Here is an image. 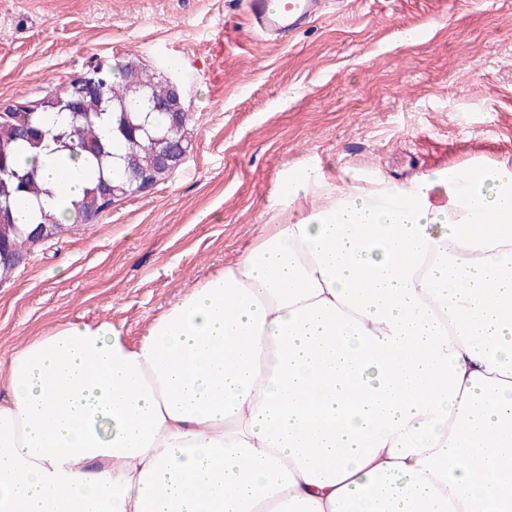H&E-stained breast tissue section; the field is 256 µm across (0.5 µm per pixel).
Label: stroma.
<instances>
[{
    "mask_svg": "<svg viewBox=\"0 0 512 512\" xmlns=\"http://www.w3.org/2000/svg\"><path fill=\"white\" fill-rule=\"evenodd\" d=\"M124 54L180 89L192 149L167 181L30 250L0 284L1 363L76 317L136 343L287 219L289 170L343 188L512 164V0H347L278 44L250 33L244 0H0V106Z\"/></svg>",
    "mask_w": 512,
    "mask_h": 512,
    "instance_id": "obj_1",
    "label": "stroma"
}]
</instances>
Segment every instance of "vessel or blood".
Returning a JSON list of instances; mask_svg holds the SVG:
<instances>
[{"instance_id": "vessel-or-blood-1", "label": "vessel or blood", "mask_w": 512, "mask_h": 512, "mask_svg": "<svg viewBox=\"0 0 512 512\" xmlns=\"http://www.w3.org/2000/svg\"><path fill=\"white\" fill-rule=\"evenodd\" d=\"M335 0H246L249 26L265 41L274 42L326 17Z\"/></svg>"}]
</instances>
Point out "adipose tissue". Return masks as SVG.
I'll return each mask as SVG.
<instances>
[{
	"instance_id": "obj_1",
	"label": "adipose tissue",
	"mask_w": 512,
	"mask_h": 512,
	"mask_svg": "<svg viewBox=\"0 0 512 512\" xmlns=\"http://www.w3.org/2000/svg\"><path fill=\"white\" fill-rule=\"evenodd\" d=\"M20 162L69 223L83 160ZM277 195L296 218L136 345L68 321L10 355L0 512H512V165Z\"/></svg>"
}]
</instances>
